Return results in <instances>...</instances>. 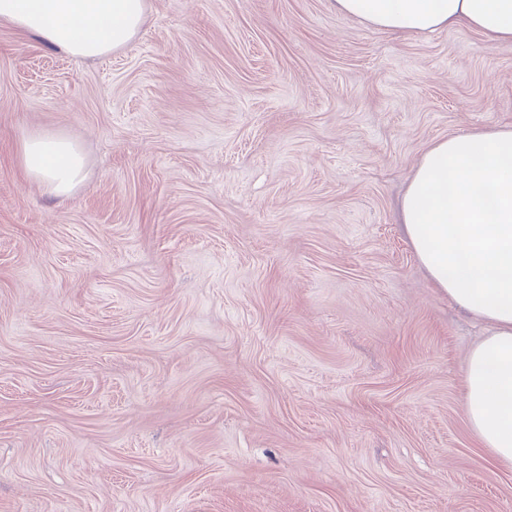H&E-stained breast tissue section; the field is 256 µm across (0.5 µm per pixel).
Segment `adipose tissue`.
<instances>
[{
  "instance_id": "ef3b65f1",
  "label": "adipose tissue",
  "mask_w": 512,
  "mask_h": 512,
  "mask_svg": "<svg viewBox=\"0 0 512 512\" xmlns=\"http://www.w3.org/2000/svg\"><path fill=\"white\" fill-rule=\"evenodd\" d=\"M379 30L423 34L465 25L512 41V0H336ZM146 0H0V20L71 56L96 58L132 39ZM25 176L63 198L85 161L67 137L36 132L19 145ZM401 222L433 283L489 333L465 369L467 419L478 443L512 470V127L434 143L401 200Z\"/></svg>"
}]
</instances>
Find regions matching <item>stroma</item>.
<instances>
[{
    "mask_svg": "<svg viewBox=\"0 0 512 512\" xmlns=\"http://www.w3.org/2000/svg\"><path fill=\"white\" fill-rule=\"evenodd\" d=\"M146 2L99 59L0 22V512H512L462 400L488 326L399 216L431 145L512 126V42ZM19 158L25 176L57 198L68 196L84 179L82 153L61 134L36 132L28 135L19 145Z\"/></svg>",
    "mask_w": 512,
    "mask_h": 512,
    "instance_id": "stroma-1",
    "label": "stroma"
}]
</instances>
